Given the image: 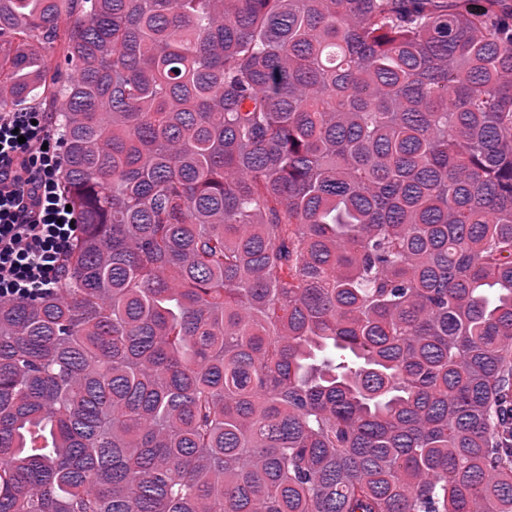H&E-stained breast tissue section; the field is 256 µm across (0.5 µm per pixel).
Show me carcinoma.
<instances>
[{"label": "carcinoma", "mask_w": 512, "mask_h": 512, "mask_svg": "<svg viewBox=\"0 0 512 512\" xmlns=\"http://www.w3.org/2000/svg\"><path fill=\"white\" fill-rule=\"evenodd\" d=\"M17 105L0 512H512V0H0ZM50 119L34 108L0 112V301L36 299L59 288L80 234ZM19 136L26 142L19 144Z\"/></svg>", "instance_id": "1"}]
</instances>
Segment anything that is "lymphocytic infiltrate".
<instances>
[{
	"mask_svg": "<svg viewBox=\"0 0 512 512\" xmlns=\"http://www.w3.org/2000/svg\"><path fill=\"white\" fill-rule=\"evenodd\" d=\"M49 113L0 112V301L59 288L80 234Z\"/></svg>",
	"mask_w": 512,
	"mask_h": 512,
	"instance_id": "f902f5d3",
	"label": "lymphocytic infiltrate"
}]
</instances>
